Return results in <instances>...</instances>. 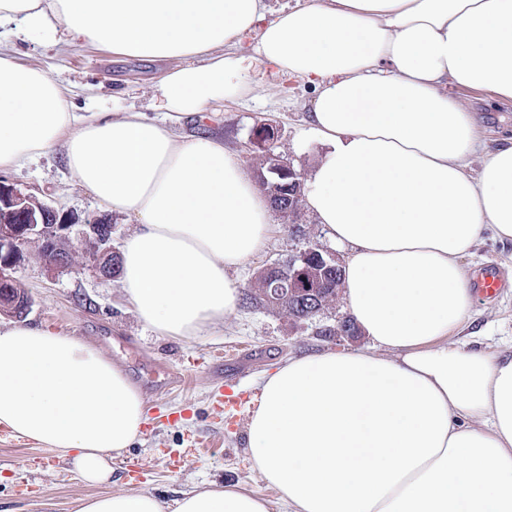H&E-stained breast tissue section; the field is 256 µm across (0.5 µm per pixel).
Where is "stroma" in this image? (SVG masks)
I'll list each match as a JSON object with an SVG mask.
<instances>
[{"label":"stroma","mask_w":512,"mask_h":512,"mask_svg":"<svg viewBox=\"0 0 512 512\" xmlns=\"http://www.w3.org/2000/svg\"><path fill=\"white\" fill-rule=\"evenodd\" d=\"M0 48L19 60L44 68L69 91L78 112H142L153 115L151 96L168 69L165 61H143L112 55L92 47L48 49L34 40L10 38ZM450 94L471 105L485 129L488 147L512 136V105L499 104L486 90L450 87ZM315 92L307 82L281 75H258L250 95L225 102L217 118H192L175 125L179 136L210 134L246 170H253L249 138L258 124L279 129L276 152L299 172H307L322 147L302 138ZM0 179L46 200L60 211L83 218L105 214L106 207L80 187L59 155L42 157L19 170L0 171ZM74 256L69 271L51 276L45 271L37 244L13 276L31 298L23 316L26 324L43 325L64 335L97 345L119 363L140 386L147 413L163 411L160 422L143 425L132 445L112 460V480L91 485L68 459L47 460L43 448L28 439L6 442L0 428V512H74L79 500L140 491L164 501L195 488L239 487L269 501L273 512H286L273 487L253 470L247 426L266 375L296 356L352 350L367 345L366 336H319L318 330L349 315L344 298L320 316L297 321L280 310L239 303L235 313L202 335L162 336L134 313L118 280L101 277L92 267L84 244L70 236ZM345 263L347 249L336 246L308 210L295 222L273 214L272 229L260 252L235 271L242 293H249L263 265L285 262L308 247ZM461 263L467 272L493 264L509 286L495 298H473L462 335L479 334L481 346L512 353V241L485 231ZM235 395L240 411L228 415L216 409L218 391Z\"/></svg>","instance_id":"stroma-1"}]
</instances>
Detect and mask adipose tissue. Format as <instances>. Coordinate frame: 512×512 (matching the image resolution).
<instances>
[{
  "instance_id": "obj_1",
  "label": "adipose tissue",
  "mask_w": 512,
  "mask_h": 512,
  "mask_svg": "<svg viewBox=\"0 0 512 512\" xmlns=\"http://www.w3.org/2000/svg\"><path fill=\"white\" fill-rule=\"evenodd\" d=\"M0 0V29L169 67L160 115L73 111L65 88L0 50V168L61 150L77 183L132 218L121 286L162 336L222 324L231 270L262 248L268 199L223 144L172 124L243 98L251 72L311 84L307 134L325 147L309 210L348 249L351 315L369 346L269 375L248 422L253 469L289 512H512V356L452 342L471 292L461 257L492 227L512 241V139L487 149L449 84L512 102V0ZM257 41L244 48L246 33ZM479 170H472L473 159ZM146 421L142 392L93 344L0 328V426L68 457L91 484ZM76 512H270L252 493L142 492Z\"/></svg>"
}]
</instances>
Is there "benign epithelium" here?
Returning a JSON list of instances; mask_svg holds the SVG:
<instances>
[{
  "mask_svg": "<svg viewBox=\"0 0 512 512\" xmlns=\"http://www.w3.org/2000/svg\"><path fill=\"white\" fill-rule=\"evenodd\" d=\"M276 141L273 126L266 124L259 127V132L252 133L250 143L256 150L269 151ZM271 174L282 181V187L292 185L290 179L296 177L293 168L278 161L273 163ZM11 206L13 211L19 212L29 218L25 224H1L0 225V305L11 304V291L9 284L13 279L15 268L27 258V247L36 242L44 245L48 240L57 243L68 239V234L73 227H78V233L83 240L94 237L99 241L100 249L91 256L95 269L104 278H112L117 272V258L119 253L112 248V230L110 224H82L79 217L74 214L66 215L56 224L45 223L49 215H56L57 209L38 198L24 193L10 183L0 181V207ZM42 263L47 272L55 275L70 269L67 254L59 249H49L45 253Z\"/></svg>",
  "mask_w": 512,
  "mask_h": 512,
  "instance_id": "7a95c632",
  "label": "benign epithelium"
}]
</instances>
